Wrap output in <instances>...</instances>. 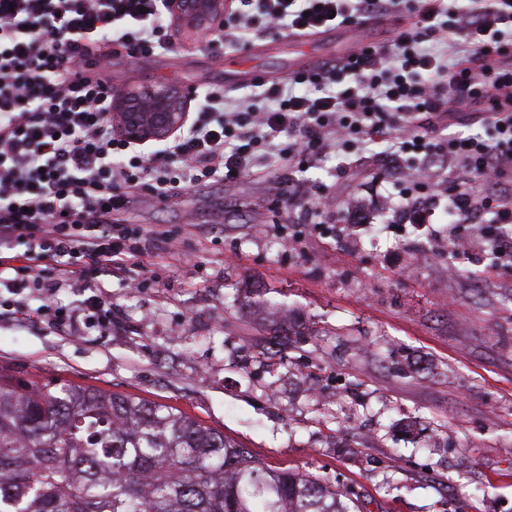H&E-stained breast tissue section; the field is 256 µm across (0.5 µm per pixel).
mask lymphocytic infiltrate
I'll return each mask as SVG.
<instances>
[{
	"label": "lymphocytic infiltrate",
	"mask_w": 512,
	"mask_h": 512,
	"mask_svg": "<svg viewBox=\"0 0 512 512\" xmlns=\"http://www.w3.org/2000/svg\"><path fill=\"white\" fill-rule=\"evenodd\" d=\"M161 0H0V285L53 287L66 277L91 281L102 271L147 272L168 254L171 234L112 221L129 192L167 200L192 184L236 181L256 148L282 159L321 157L327 134L347 146L365 128L392 121L397 154H443L464 165L469 183L449 180L457 223L489 212L512 223V0H473L455 26L444 25L442 0H431L414 29L392 44L367 45L292 76L291 87L265 85L269 107L227 104L211 90L189 129L168 141L161 158L133 152L112 128V57L140 58L173 46ZM245 11L220 27L219 39L246 40L253 15L267 26L312 33L389 11L395 0H241ZM351 84L336 92V74ZM310 86L297 94L293 85ZM485 102L492 141L456 135L434 143L411 133L418 114L452 112ZM300 138H292L295 129ZM289 141H282V134Z\"/></svg>",
	"instance_id": "obj_1"
}]
</instances>
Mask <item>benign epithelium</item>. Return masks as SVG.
<instances>
[{"instance_id": "obj_1", "label": "benign epithelium", "mask_w": 512, "mask_h": 512, "mask_svg": "<svg viewBox=\"0 0 512 512\" xmlns=\"http://www.w3.org/2000/svg\"><path fill=\"white\" fill-rule=\"evenodd\" d=\"M187 32H200L211 17L224 13L229 0H163ZM190 98L174 85L145 84L112 96V125L133 144L165 141L184 129Z\"/></svg>"}]
</instances>
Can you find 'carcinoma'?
I'll use <instances>...</instances> for the list:
<instances>
[{
    "label": "carcinoma",
    "instance_id": "1",
    "mask_svg": "<svg viewBox=\"0 0 512 512\" xmlns=\"http://www.w3.org/2000/svg\"><path fill=\"white\" fill-rule=\"evenodd\" d=\"M349 488L264 467L158 402L0 379V512H357Z\"/></svg>",
    "mask_w": 512,
    "mask_h": 512
}]
</instances>
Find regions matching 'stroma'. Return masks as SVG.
Returning <instances> with one entry per match:
<instances>
[{
	"label": "stroma",
	"instance_id": "stroma-1",
	"mask_svg": "<svg viewBox=\"0 0 512 512\" xmlns=\"http://www.w3.org/2000/svg\"><path fill=\"white\" fill-rule=\"evenodd\" d=\"M415 20L399 6L306 35L259 27L236 45L175 32L173 50L113 57L109 78L116 91L176 85L195 108L215 87L236 103L255 95L250 71L282 83ZM483 110L423 114L414 131L488 140ZM365 139L320 159L260 157L236 182L166 202L130 194L113 223L175 233L155 282L60 281L53 301L69 310L89 288L109 294L111 328L1 317L0 376L172 405L265 467L353 488L360 512H512V264L496 262L482 219L456 223L432 190L465 168L404 156L417 186L390 176V133ZM244 288L288 306V335L260 328L268 311L242 306Z\"/></svg>",
	"mask_w": 512,
	"mask_h": 512
}]
</instances>
